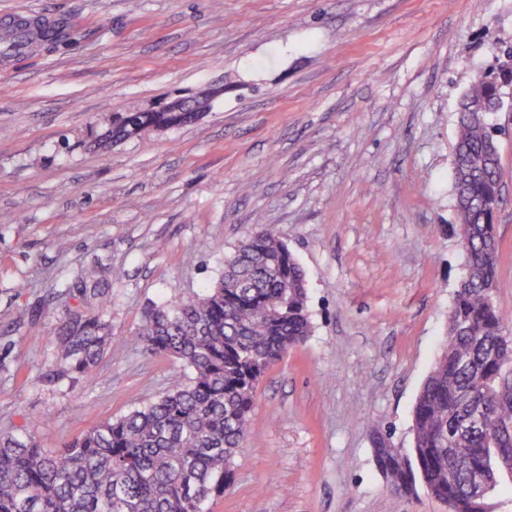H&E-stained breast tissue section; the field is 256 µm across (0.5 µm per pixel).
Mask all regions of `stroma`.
Listing matches in <instances>:
<instances>
[{
    "instance_id": "stroma-1",
    "label": "stroma",
    "mask_w": 512,
    "mask_h": 512,
    "mask_svg": "<svg viewBox=\"0 0 512 512\" xmlns=\"http://www.w3.org/2000/svg\"><path fill=\"white\" fill-rule=\"evenodd\" d=\"M26 18L71 28L0 61V432L55 448L183 382L132 335L263 225L305 271L312 331L260 381L210 512H448L393 492L371 437L410 447L447 334L464 275L458 102L506 62L512 0H0V25ZM214 84L224 95L194 124L95 148L120 113ZM490 120L494 300L512 329V118ZM91 265L125 270L106 305L64 292ZM76 310L112 327L90 380L55 360Z\"/></svg>"
}]
</instances>
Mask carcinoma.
Masks as SVG:
<instances>
[{"instance_id":"obj_1","label":"carcinoma","mask_w":512,"mask_h":512,"mask_svg":"<svg viewBox=\"0 0 512 512\" xmlns=\"http://www.w3.org/2000/svg\"><path fill=\"white\" fill-rule=\"evenodd\" d=\"M32 32L20 29L0 55L20 52ZM512 70L478 76L460 102L454 163L456 228L464 229L467 272L448 311V336L412 414L414 440L404 455L376 452L392 490L422 488L451 499L455 512H486L469 493L472 469L497 466L494 428L456 434L467 411L464 393L512 364L506 323L494 303L501 250L495 224L501 157L490 151L499 130L477 114L489 110ZM191 113L126 112L112 139L147 125L174 126ZM100 271H85L78 291L100 299ZM303 268L267 226L251 232L224 261L215 284L195 298L148 310L132 341L150 355L171 356L191 376L128 413L109 417L56 450L25 433H0V512H207L230 486L234 459L250 433L259 381L310 335ZM109 323L75 311L55 330L57 363L90 380L108 351ZM491 422L512 421V399L481 397Z\"/></svg>"}]
</instances>
